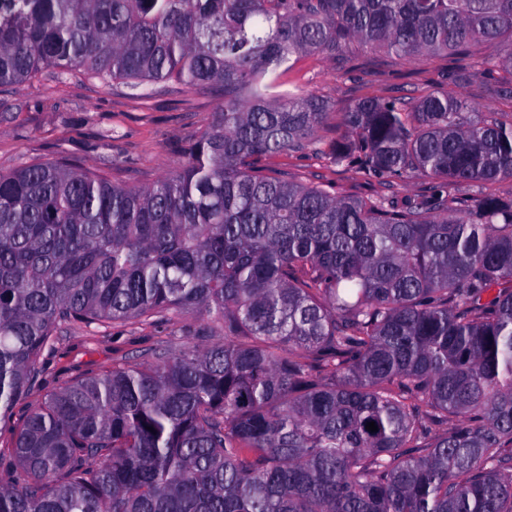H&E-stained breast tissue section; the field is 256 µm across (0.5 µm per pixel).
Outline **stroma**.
Listing matches in <instances>:
<instances>
[{"label":"stroma","mask_w":512,"mask_h":512,"mask_svg":"<svg viewBox=\"0 0 512 512\" xmlns=\"http://www.w3.org/2000/svg\"><path fill=\"white\" fill-rule=\"evenodd\" d=\"M450 58L439 54L395 62L384 53L360 55L353 71L318 55L302 60L281 76V91L301 88L326 98L332 111L342 112L360 98L412 96L414 90L450 86ZM512 81L503 72L488 73L474 63L461 91L477 112L512 109L497 89ZM216 98L181 90L163 91L145 99L139 90L115 84L107 90L81 73L59 82L42 74L31 82L0 90V172L66 157L94 172H105L115 184L147 186L178 173L184 149L205 130ZM271 166L286 171L296 183L330 184L340 196L379 193L354 171L327 163L314 153L286 152ZM212 324L185 312L162 320L86 326L60 324L54 344L40 357L41 373L13 409L22 419L45 395L77 379L109 371L126 358H150L165 346L211 344Z\"/></svg>","instance_id":"stroma-1"}]
</instances>
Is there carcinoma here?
Segmentation results:
<instances>
[{
	"label": "carcinoma",
	"mask_w": 512,
	"mask_h": 512,
	"mask_svg": "<svg viewBox=\"0 0 512 512\" xmlns=\"http://www.w3.org/2000/svg\"><path fill=\"white\" fill-rule=\"evenodd\" d=\"M475 54L512 75V0H0V87L82 71L218 99L180 172L124 187L69 159L0 172V512H512V111L444 87L272 93L308 55ZM313 151L383 184L337 197L266 164ZM478 194L456 209L448 187ZM206 316L48 394L55 325ZM375 422L378 431L366 429Z\"/></svg>",
	"instance_id": "cac0c4a2"
}]
</instances>
